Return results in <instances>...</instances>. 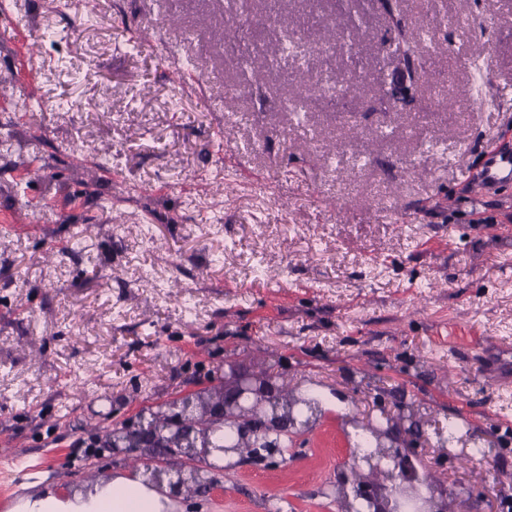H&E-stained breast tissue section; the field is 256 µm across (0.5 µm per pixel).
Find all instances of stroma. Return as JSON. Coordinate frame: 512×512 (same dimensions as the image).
I'll list each match as a JSON object with an SVG mask.
<instances>
[{
	"mask_svg": "<svg viewBox=\"0 0 512 512\" xmlns=\"http://www.w3.org/2000/svg\"><path fill=\"white\" fill-rule=\"evenodd\" d=\"M165 9L11 0L0 21V512L137 478L99 438L228 363L310 388L327 415L298 459L163 512H340L343 418L378 397L422 405L426 435L455 419L468 447L495 446L465 468L434 444L425 464L512 512V184L479 203L469 190L512 130V0H399L430 18L423 46L445 49L442 81L418 90L375 54L391 18L347 0L324 35L341 46L367 26L363 103L297 123L263 75L238 91L209 41L221 0H183L192 40ZM442 99L447 118L377 139ZM314 134L348 153L325 166Z\"/></svg>",
	"mask_w": 512,
	"mask_h": 512,
	"instance_id": "35a3bbf8",
	"label": "stroma"
}]
</instances>
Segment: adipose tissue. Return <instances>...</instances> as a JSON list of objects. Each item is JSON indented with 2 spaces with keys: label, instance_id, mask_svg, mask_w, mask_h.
I'll list each match as a JSON object with an SVG mask.
<instances>
[{
  "label": "adipose tissue",
  "instance_id": "adipose-tissue-1",
  "mask_svg": "<svg viewBox=\"0 0 512 512\" xmlns=\"http://www.w3.org/2000/svg\"><path fill=\"white\" fill-rule=\"evenodd\" d=\"M158 495L144 485L125 478L95 485L87 497L63 501L45 494L26 498L18 512H159Z\"/></svg>",
  "mask_w": 512,
  "mask_h": 512
}]
</instances>
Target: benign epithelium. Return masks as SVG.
I'll return each instance as SVG.
<instances>
[{"instance_id": "benign-epithelium-1", "label": "benign epithelium", "mask_w": 512, "mask_h": 512, "mask_svg": "<svg viewBox=\"0 0 512 512\" xmlns=\"http://www.w3.org/2000/svg\"><path fill=\"white\" fill-rule=\"evenodd\" d=\"M282 382L266 373H240L230 367L222 386L203 407L197 406L198 393H190L165 408L155 424L144 417L113 433L117 447L112 453L131 463L158 464L152 478L168 477L169 492L180 495L197 489L198 462L226 453L236 456V467L283 462L281 449L295 444L313 426V419H280ZM379 416H373V411ZM413 408L398 407L397 413L381 405L366 414L363 428H373L380 448L373 455L353 452L352 464L336 470L334 494L341 512L350 506L364 512H448V500L465 497L482 501L485 488L467 485L459 493L442 487L423 463L430 438L413 421ZM233 432L234 443L219 448L210 442L217 428Z\"/></svg>"}]
</instances>
